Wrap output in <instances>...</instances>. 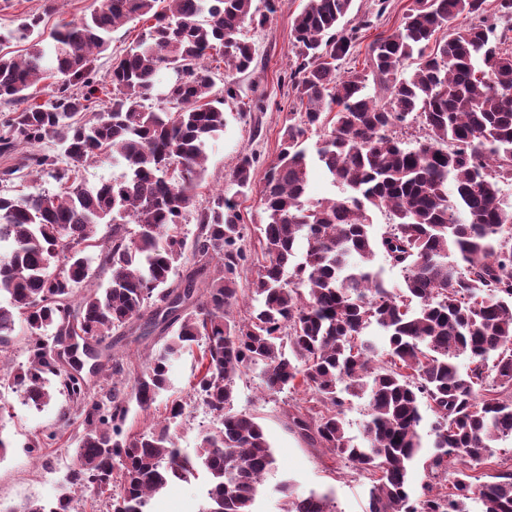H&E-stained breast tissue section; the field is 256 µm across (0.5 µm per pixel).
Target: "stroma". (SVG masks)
<instances>
[{
  "mask_svg": "<svg viewBox=\"0 0 512 512\" xmlns=\"http://www.w3.org/2000/svg\"><path fill=\"white\" fill-rule=\"evenodd\" d=\"M306 0H276V10L261 26H249L243 31L255 49V65L243 73L226 74L224 69L213 72L216 85L232 81L236 99L226 100V126L219 138L208 148L204 179L197 190L196 206L204 208L211 197L222 192L234 199L240 222L244 224L241 246L249 258L243 273L255 275L254 262L260 255V227L266 222L257 193H241L231 181V173L243 155L253 156L258 167L274 160L282 144V134L290 112L296 111V97L288 80L289 65L294 58L293 20ZM91 0H8L0 8V29L12 27L14 20L39 14L46 28L76 21L88 12ZM414 0H390L384 14H377L374 0H354L350 20L371 17V28L362 30L360 44L353 56L339 62L340 72L362 69L367 46L380 35L395 31ZM146 25L134 19L116 28L106 51L100 53L95 66L99 74L112 68L116 57L124 55L144 35ZM200 350L182 353L172 361L169 389L150 411L130 405L124 429L129 433L148 430L162 420L166 407L174 400L190 402L191 411L177 428L178 444L187 453H194L202 434L219 428L220 423L201 403L193 399V384L198 372ZM309 395L303 391L282 392L277 397L264 396L262 378L253 371L237 379L233 388V409L253 415L263 428L275 458V467L267 475L257 501L258 512H279L278 497L272 494L274 485L292 479L298 492L325 493L333 498L337 512H366L370 482L361 472L345 464L324 448L309 445L288 427L283 413L285 402L305 404ZM67 398L55 393L51 403L41 409L25 405L20 391L0 386V435L12 446L0 457V505H18L30 500L49 502L57 495L58 485L75 462L74 436L77 425L64 424L59 415ZM43 439L38 451H29L35 439ZM208 487L206 474L185 482L175 481L149 502V512H199Z\"/></svg>",
  "mask_w": 512,
  "mask_h": 512,
  "instance_id": "obj_1",
  "label": "stroma"
}]
</instances>
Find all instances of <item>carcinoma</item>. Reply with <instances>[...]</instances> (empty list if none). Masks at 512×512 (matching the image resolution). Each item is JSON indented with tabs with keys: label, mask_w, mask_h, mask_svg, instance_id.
<instances>
[{
	"label": "carcinoma",
	"mask_w": 512,
	"mask_h": 512,
	"mask_svg": "<svg viewBox=\"0 0 512 512\" xmlns=\"http://www.w3.org/2000/svg\"><path fill=\"white\" fill-rule=\"evenodd\" d=\"M158 2L92 0L88 14L48 33L36 15L0 33V43L27 44L21 56L0 53V103L15 105L0 123V154L46 140L60 147L25 164L53 177L57 191L0 193V351L19 326L26 352L22 364H0V385L40 409L52 401L53 377L84 415L61 493L21 512H71L77 493L101 495L113 483L112 512H147L168 482L201 470L210 477L202 512H256L275 460L255 418L232 410L235 379L255 370L266 394L310 392L319 408L291 406L289 428L367 475L368 512H469L470 500L482 512H512V469L487 481L473 474L512 439V204L500 191L512 182V47L502 48L512 41V0H495L491 13L486 0H416L394 32L369 44V70L346 75L336 62L370 20H346L353 0H307L294 19L289 73L300 121L288 120L265 171L244 155L231 174L240 191L258 189L267 214L263 260L246 288L242 225L224 193L196 211L193 237L182 223L207 145L224 131V101L236 95L230 83L224 95L213 92L209 60L217 54L226 71H248L255 50L242 31L267 15H256L252 0H168L161 11ZM143 17L154 23L105 81L95 55L113 30ZM411 59L414 71L401 76ZM171 68L177 78L156 110L158 75ZM41 82L50 99L28 104ZM371 83L384 95L369 94ZM408 123L427 138L396 135ZM313 129L324 130L316 161L339 199L305 198ZM97 162L124 174L90 186L82 171ZM381 208L392 224L378 237L370 212ZM102 224L109 231L100 236ZM300 237L306 249L296 263ZM379 253L401 270L402 287H387L374 269ZM95 261L109 280L92 289ZM244 295L257 306L242 322L229 310ZM372 325L385 361L362 340ZM135 326L174 331L132 370L106 351L112 333ZM57 336L81 339L91 373L112 374V387L84 389L47 350ZM194 345L203 347L194 397L221 427L195 454L182 453L172 425L186 405L176 403L164 422L125 433L128 404L149 410L167 389L172 359ZM364 395V443L353 444L344 409ZM425 402L434 452L412 497L407 467L423 447ZM276 493L281 512H336L333 500L300 495L290 479Z\"/></svg>",
	"instance_id": "carcinoma-1"
}]
</instances>
